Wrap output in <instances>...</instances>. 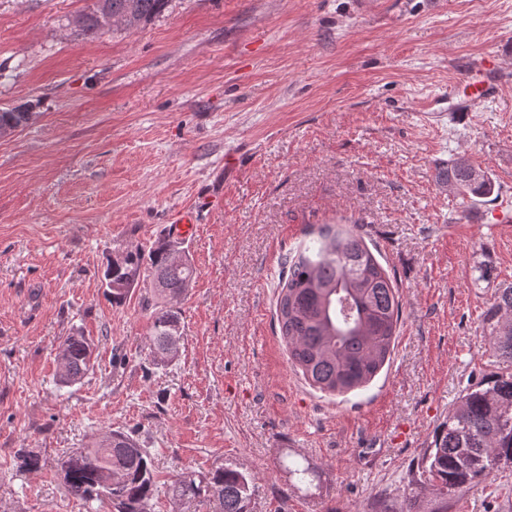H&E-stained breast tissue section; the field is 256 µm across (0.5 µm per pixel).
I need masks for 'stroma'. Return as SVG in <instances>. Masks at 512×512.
Returning a JSON list of instances; mask_svg holds the SVG:
<instances>
[{"label": "stroma", "instance_id": "35a3bbf8", "mask_svg": "<svg viewBox=\"0 0 512 512\" xmlns=\"http://www.w3.org/2000/svg\"><path fill=\"white\" fill-rule=\"evenodd\" d=\"M91 0H0V109L35 116L0 139V512H87L60 458L112 430L149 449L158 491L180 472L254 478L250 512H372L408 473L468 378L492 372L481 334L512 283V0H170L96 38ZM501 86L457 115L468 67ZM463 157L499 190L476 204L435 181ZM196 268L172 361L149 348L133 290L101 287L106 258L166 235L178 214ZM376 245L402 299L388 367L329 396L288 360L274 318L286 255L322 225ZM94 367L59 381V345ZM41 459L18 472L16 454ZM448 512H512V476ZM60 352L62 383H76L92 370V344L85 337H66L60 345Z\"/></svg>", "mask_w": 512, "mask_h": 512}]
</instances>
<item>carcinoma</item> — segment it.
I'll return each instance as SVG.
<instances>
[{"label":"carcinoma","mask_w":512,"mask_h":512,"mask_svg":"<svg viewBox=\"0 0 512 512\" xmlns=\"http://www.w3.org/2000/svg\"><path fill=\"white\" fill-rule=\"evenodd\" d=\"M169 0H93L72 24L78 34L98 37L110 14L132 31L160 14ZM31 104L0 110V127L28 124ZM476 167L450 160L436 170V182L480 202L495 193L490 175L474 177ZM179 239L167 235L149 247L128 245L110 258L104 293L123 303L141 287L142 304L152 310L150 346L165 361L182 338L177 301L195 279L188 255L176 258ZM279 281L275 315L292 363L308 384L341 395L369 383L389 360L401 301L398 288L367 243L351 231L327 224L318 239L289 255ZM483 337L502 366L468 381L448 418L436 429L404 491L406 506L380 503L377 512H411L418 489L430 495L429 512H448V500L512 469V284L496 289L482 317ZM60 381L72 384L93 368L92 344L68 336L60 345ZM18 469L37 472L40 457L24 448ZM66 490L89 509L106 503L113 512H147L157 491L148 448L134 432L112 430L86 448L61 458ZM254 479L231 467L206 475L182 474L174 483L177 500L195 501L205 512H249Z\"/></svg>","instance_id":"carcinoma-1"}]
</instances>
